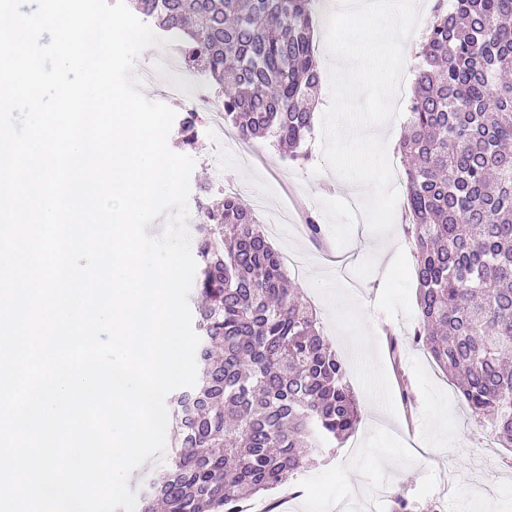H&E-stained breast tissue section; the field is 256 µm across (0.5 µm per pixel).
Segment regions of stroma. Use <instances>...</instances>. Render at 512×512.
I'll return each mask as SVG.
<instances>
[{
	"label": "stroma",
	"mask_w": 512,
	"mask_h": 512,
	"mask_svg": "<svg viewBox=\"0 0 512 512\" xmlns=\"http://www.w3.org/2000/svg\"><path fill=\"white\" fill-rule=\"evenodd\" d=\"M326 16L314 21L313 41L320 72L314 99L316 116L332 100L329 67L333 57L325 48ZM323 127L315 125L307 144L310 160L282 159L269 144H254L250 155H225L214 166L206 138L196 147L169 135L168 146L195 159L190 177L191 201L202 200V183H223L242 195L266 197L270 206L286 211L305 209L323 227L331 255L304 235L301 225L288 226L271 236L276 250L297 253L309 267L295 283L307 304L316 308L322 330L342 359L360 423L348 444L325 450L295 480L301 494L288 512H355L370 499L402 494L435 512H512V450L500 447L486 422L473 416L460 401L447 376L413 341L417 325L413 250L395 220L390 242L395 260L376 270L363 259L355 236L367 232L361 214L362 193L337 190V175L319 171L323 161ZM364 329L372 363L358 365L350 334ZM397 335L402 365L394 367L389 337ZM384 410L371 408L372 399ZM455 479L438 507L436 491L443 473Z\"/></svg>",
	"instance_id": "stroma-1"
}]
</instances>
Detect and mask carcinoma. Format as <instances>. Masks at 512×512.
Segmentation results:
<instances>
[{"instance_id": "1", "label": "carcinoma", "mask_w": 512, "mask_h": 512, "mask_svg": "<svg viewBox=\"0 0 512 512\" xmlns=\"http://www.w3.org/2000/svg\"><path fill=\"white\" fill-rule=\"evenodd\" d=\"M224 89V122L293 161L313 132L320 0H127ZM398 144L415 250L413 341L512 447V0H437ZM195 386L174 397L172 461L141 512H244L357 429L342 360L252 210L204 211Z\"/></svg>"}]
</instances>
